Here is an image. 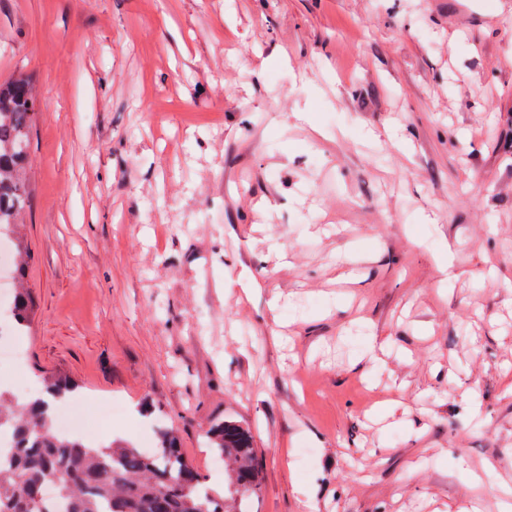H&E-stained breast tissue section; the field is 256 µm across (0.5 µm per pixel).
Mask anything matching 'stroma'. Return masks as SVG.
Masks as SVG:
<instances>
[{
  "label": "stroma",
  "instance_id": "obj_1",
  "mask_svg": "<svg viewBox=\"0 0 512 512\" xmlns=\"http://www.w3.org/2000/svg\"><path fill=\"white\" fill-rule=\"evenodd\" d=\"M19 77L26 378L238 422L249 512H512V7L0 0Z\"/></svg>",
  "mask_w": 512,
  "mask_h": 512
}]
</instances>
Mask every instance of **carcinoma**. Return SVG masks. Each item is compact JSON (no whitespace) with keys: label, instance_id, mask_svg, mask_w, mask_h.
Returning a JSON list of instances; mask_svg holds the SVG:
<instances>
[{"label":"carcinoma","instance_id":"obj_1","mask_svg":"<svg viewBox=\"0 0 512 512\" xmlns=\"http://www.w3.org/2000/svg\"><path fill=\"white\" fill-rule=\"evenodd\" d=\"M37 112L26 82H0V234L11 237L17 278L23 277L27 247L18 216L28 203L23 171L29 161L28 133ZM30 292L15 290L9 316L16 331L28 326ZM77 385L48 376L41 392L24 405L0 388V434L12 439L11 453L0 449V512H228L225 499L241 508L255 492L259 461L247 433L226 421L214 429L215 445L228 469L227 497L216 494L187 461L177 434L161 428L150 453L115 439L87 444L54 428L55 403ZM51 485L62 510L38 497Z\"/></svg>","mask_w":512,"mask_h":512}]
</instances>
